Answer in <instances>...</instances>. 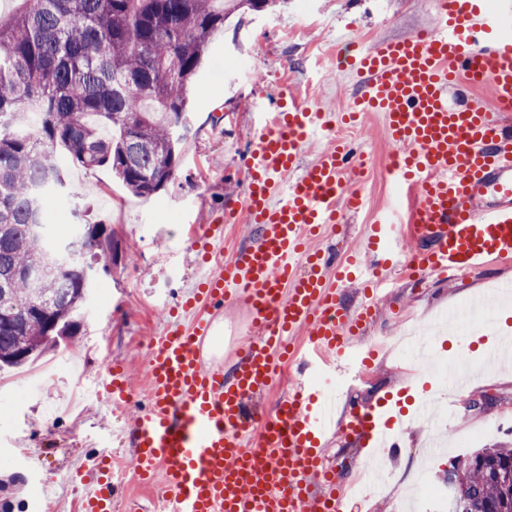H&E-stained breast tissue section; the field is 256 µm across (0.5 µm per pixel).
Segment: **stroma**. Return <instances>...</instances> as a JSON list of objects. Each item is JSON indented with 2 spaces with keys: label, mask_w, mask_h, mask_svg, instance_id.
Segmentation results:
<instances>
[{
  "label": "stroma",
  "mask_w": 512,
  "mask_h": 512,
  "mask_svg": "<svg viewBox=\"0 0 512 512\" xmlns=\"http://www.w3.org/2000/svg\"><path fill=\"white\" fill-rule=\"evenodd\" d=\"M433 14L434 0H366L362 5L356 0H288L269 13L233 15L225 31L214 37L189 88L190 131L177 176L151 197L130 194L108 168L86 169L57 151L55 159L67 174V186L58 196L69 208L46 215L53 243L68 238L74 225L101 223L111 226L128 248L120 252L111 272L93 284L80 330L66 346L27 367L0 370V402L11 407L7 419H0V445L12 441L18 449L14 457L0 462V512H79L80 495L107 451L126 470L116 487L113 512H154L157 491L140 483L129 437L142 404H113L106 381L109 366L117 362L124 365L133 389L147 385L148 343L172 319V290L192 285L204 257L203 249L188 240L186 228L220 224L225 253L242 245L252 225L241 218L230 224L226 217L240 208L244 152L262 119L265 99L282 91L325 112L349 105L358 83L339 74L341 50L430 29ZM244 58L252 61L251 72L235 69V61ZM356 143L368 163L359 186L364 205L346 213L334 238L319 243L339 254L359 244L364 225L393 198L385 170L390 145L380 115L365 118ZM495 280L512 284V260L469 272L457 282L429 275L416 282L402 277L390 283L353 356L322 375L320 387L334 390L335 403L349 408L373 405L388 396L412 409L414 399L425 391L424 383L415 379L424 361L410 368L382 350L363 368L359 356L368 355L371 344L394 338L407 325L453 306L460 297L487 296ZM488 348L468 334L448 336L443 353L449 362L473 369L466 389L445 394L451 445L427 458L418 455V440L402 442L392 457L399 480L393 495L370 501L341 493L350 512H393L396 496L406 505H417L418 512H432L417 504L419 476L443 481L450 463L461 456L458 440L484 422L512 421V382L487 369ZM361 368L367 381L353 385ZM474 393H492L499 401L484 412L466 411L464 402ZM324 452L337 466L341 483L364 472L375 456L342 435L330 439Z\"/></svg>",
  "instance_id": "obj_1"
}]
</instances>
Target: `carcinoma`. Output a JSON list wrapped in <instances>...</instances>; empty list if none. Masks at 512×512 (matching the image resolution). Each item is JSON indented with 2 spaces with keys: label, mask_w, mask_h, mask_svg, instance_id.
Segmentation results:
<instances>
[{
  "label": "carcinoma",
  "mask_w": 512,
  "mask_h": 512,
  "mask_svg": "<svg viewBox=\"0 0 512 512\" xmlns=\"http://www.w3.org/2000/svg\"><path fill=\"white\" fill-rule=\"evenodd\" d=\"M0 21V291L13 307L0 320V365L21 367L80 329L90 285L85 268L109 272L121 239L80 224L51 243L44 217L66 187L63 150L86 169L108 167L126 190L148 197L177 174L187 137V89L214 35L241 9L280 0H25ZM112 126V134L101 130ZM55 271L29 285L23 271ZM30 357L13 361L18 350ZM445 474L448 512H512L500 476L512 448L475 451Z\"/></svg>",
  "instance_id": "obj_1"
}]
</instances>
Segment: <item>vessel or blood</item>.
<instances>
[{
	"instance_id": "obj_1",
	"label": "vessel or blood",
	"mask_w": 512,
	"mask_h": 512,
	"mask_svg": "<svg viewBox=\"0 0 512 512\" xmlns=\"http://www.w3.org/2000/svg\"><path fill=\"white\" fill-rule=\"evenodd\" d=\"M509 27L512 0L493 9L485 0H437L429 32L349 57L348 70L360 79L350 111L314 112L299 99L287 112L271 104L246 154L241 208L254 234L228 256L223 225L202 226L211 260L181 303V321L150 347L148 407L133 424L134 455L142 479L161 477L167 512H338L327 492L336 472L324 456L333 430L396 450L382 410L356 406L336 421L332 400L308 376L318 363L345 357L383 292L371 280L375 272L395 264L408 275H455L512 258V130L498 118L512 110ZM460 85L489 87L495 110L457 105L450 92ZM366 112L383 116L398 155L386 167L390 180L417 197L407 214L366 225L361 247L338 261L310 242L361 205L346 180L357 163L334 132ZM330 134L333 145L295 175L309 143ZM389 239H411L419 249L394 252ZM355 281L366 284L356 310L341 300ZM226 305L245 310L256 332L229 372L207 351ZM299 332L303 353L294 344ZM284 362L294 392L272 412L249 414V402L276 385ZM108 373L113 401L130 402L123 366ZM114 487L111 470L99 469L83 512H112Z\"/></svg>"
}]
</instances>
